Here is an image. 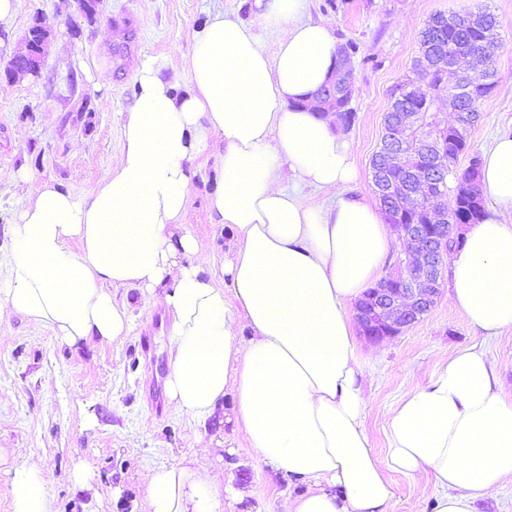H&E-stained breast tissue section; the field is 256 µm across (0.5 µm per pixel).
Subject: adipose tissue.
<instances>
[{
    "label": "adipose tissue",
    "instance_id": "obj_1",
    "mask_svg": "<svg viewBox=\"0 0 512 512\" xmlns=\"http://www.w3.org/2000/svg\"><path fill=\"white\" fill-rule=\"evenodd\" d=\"M305 2L253 0L264 25L287 30L272 52L238 19L209 18L194 33L185 90L141 63L121 159L96 190L78 197L33 181L11 228L0 320L26 316L71 347L113 343L133 315L118 290L147 291L172 315L169 403L197 422L222 418L266 466L303 484L287 512H389L386 472L424 467L435 512H476L479 497L512 484V386L484 352L456 349L392 412L385 456L372 450L347 306L379 278L392 238L380 210L350 193L357 169L334 115L305 106L337 48L330 22L305 19ZM215 141L209 210L233 231L227 291L185 222L194 161ZM480 178L490 213L453 256L449 299L492 335L512 328V134L483 154ZM305 186L328 202H309ZM0 465L15 469L13 512H50V472L19 448H0ZM143 483L148 512H235L252 496L194 459L150 469Z\"/></svg>",
    "mask_w": 512,
    "mask_h": 512
}]
</instances>
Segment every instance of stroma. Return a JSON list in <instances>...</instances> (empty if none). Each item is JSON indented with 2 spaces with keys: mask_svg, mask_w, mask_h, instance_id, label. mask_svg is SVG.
Instances as JSON below:
<instances>
[{
  "mask_svg": "<svg viewBox=\"0 0 512 512\" xmlns=\"http://www.w3.org/2000/svg\"><path fill=\"white\" fill-rule=\"evenodd\" d=\"M252 0H96L93 17L73 0H16L0 22V70L23 47L35 18L54 24L40 76L0 79V285L7 277L11 226L30 196V179L53 180L78 196L93 192L102 173L115 167L124 145L122 112L132 106L137 71L155 59L166 75L185 82L195 29L215 13L241 20L275 50L283 31L263 27ZM490 7L503 45L495 92L480 105L470 135L480 154L512 131V0H308L307 15L334 20L337 41H355L352 62L355 123L345 130L360 170L352 195L373 199L370 162L383 134L391 93L411 73L420 31L433 14H461ZM111 75L98 87L85 66ZM222 145H212L195 164L201 170L186 222L201 252L213 258L215 280L229 238L209 220L208 196L217 186ZM133 321L122 341H92L72 349L46 326L15 315L0 321V448L24 449L54 480L50 512H145L144 473L197 458L220 468L233 485H247L268 512H285L288 480L247 449H212L196 457L200 432L223 433L221 423L200 429L174 410L165 393L169 372L171 314L146 293L133 290ZM481 347L501 380L512 384V329L496 336L471 328L447 295L401 335L382 342L357 341L360 382L368 398L365 426L373 450L385 454L387 420L410 392L426 386L459 347ZM85 468L98 490L90 497L74 481ZM391 512H434L433 476L388 473Z\"/></svg>",
  "mask_w": 512,
  "mask_h": 512,
  "instance_id": "35a3bbf8",
  "label": "stroma"
}]
</instances>
